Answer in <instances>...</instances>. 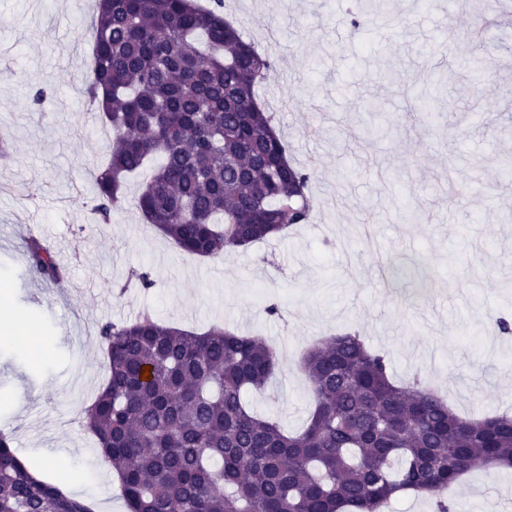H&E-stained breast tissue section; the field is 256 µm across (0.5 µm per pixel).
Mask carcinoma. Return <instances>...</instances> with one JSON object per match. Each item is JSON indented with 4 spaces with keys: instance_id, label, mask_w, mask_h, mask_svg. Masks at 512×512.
I'll list each match as a JSON object with an SVG mask.
<instances>
[{
    "instance_id": "cac0c4a2",
    "label": "carcinoma",
    "mask_w": 512,
    "mask_h": 512,
    "mask_svg": "<svg viewBox=\"0 0 512 512\" xmlns=\"http://www.w3.org/2000/svg\"><path fill=\"white\" fill-rule=\"evenodd\" d=\"M382 7L356 0L353 26ZM224 0H97L86 88L112 129L95 175L94 213L109 224L129 176L144 220L180 250L215 257L307 224L311 172L288 161L255 94L269 57L224 19ZM28 269L60 285L65 270L37 238ZM108 379L83 426L117 473L127 512H381L423 492L434 512L475 468H512V416L466 419L416 378L397 385L386 358L344 331L302 358L315 400L306 428L285 432L245 400L278 369L254 336L164 325L145 310L106 322ZM150 377L142 379L144 367ZM0 512H94L36 478L0 431Z\"/></svg>"
}]
</instances>
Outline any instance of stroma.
I'll use <instances>...</instances> for the list:
<instances>
[{
	"label": "stroma",
	"mask_w": 512,
	"mask_h": 512,
	"mask_svg": "<svg viewBox=\"0 0 512 512\" xmlns=\"http://www.w3.org/2000/svg\"><path fill=\"white\" fill-rule=\"evenodd\" d=\"M231 2L229 21L260 53L281 47L255 91L289 160L312 173V221L209 259L145 224L141 176L111 223L96 221L92 173L112 133L84 124L91 0H0V130L14 139L0 159V318L29 328L0 338V430L52 484L57 459L96 458L81 497L104 512L126 507L81 424L107 375L97 328L145 309L199 333L265 337L276 382L250 401L292 433L312 409L304 350L344 330L460 416L512 409V336L496 324L512 317V0H387L394 29L378 16L353 27L351 0ZM30 231L64 267L62 285L29 274ZM492 487L512 512L510 469L466 474L448 496L477 512Z\"/></svg>",
	"instance_id": "1"
}]
</instances>
